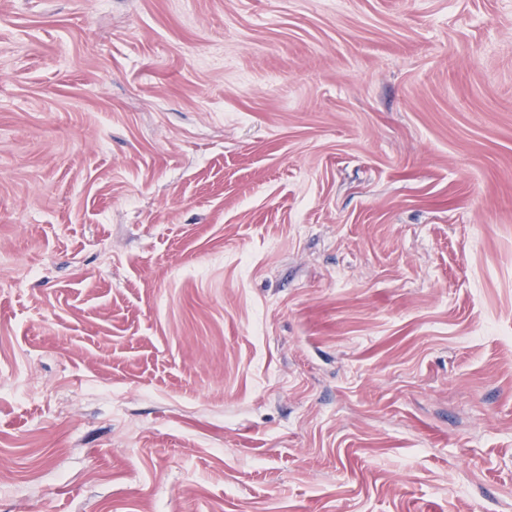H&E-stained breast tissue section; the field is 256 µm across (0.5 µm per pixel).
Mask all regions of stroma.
Here are the masks:
<instances>
[{
    "mask_svg": "<svg viewBox=\"0 0 512 512\" xmlns=\"http://www.w3.org/2000/svg\"><path fill=\"white\" fill-rule=\"evenodd\" d=\"M0 512H512V0H0Z\"/></svg>",
    "mask_w": 512,
    "mask_h": 512,
    "instance_id": "obj_1",
    "label": "stroma"
}]
</instances>
